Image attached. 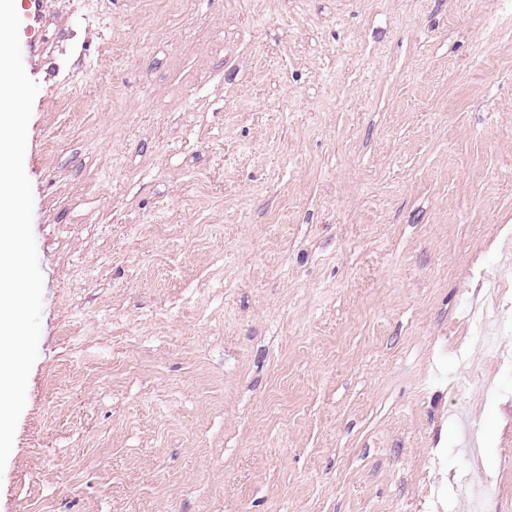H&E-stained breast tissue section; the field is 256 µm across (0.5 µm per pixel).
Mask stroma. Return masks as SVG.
I'll return each instance as SVG.
<instances>
[{
  "mask_svg": "<svg viewBox=\"0 0 512 512\" xmlns=\"http://www.w3.org/2000/svg\"><path fill=\"white\" fill-rule=\"evenodd\" d=\"M59 2L19 29L43 305L0 512H468L473 464L512 512L468 319L481 274L512 302L500 0Z\"/></svg>",
  "mask_w": 512,
  "mask_h": 512,
  "instance_id": "obj_1",
  "label": "stroma"
}]
</instances>
